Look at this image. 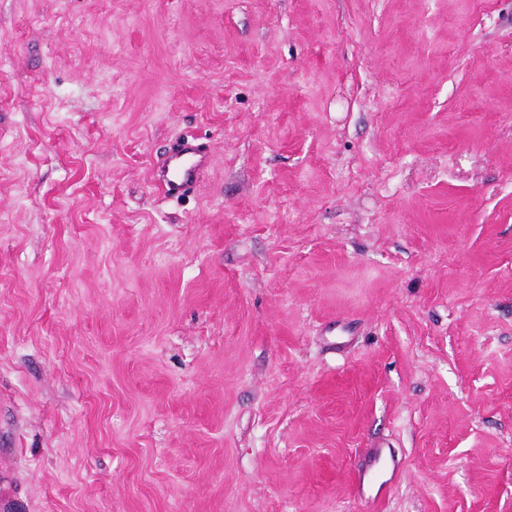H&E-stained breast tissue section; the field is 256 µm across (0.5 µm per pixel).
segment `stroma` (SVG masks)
Returning <instances> with one entry per match:
<instances>
[{
    "instance_id": "stroma-1",
    "label": "stroma",
    "mask_w": 512,
    "mask_h": 512,
    "mask_svg": "<svg viewBox=\"0 0 512 512\" xmlns=\"http://www.w3.org/2000/svg\"><path fill=\"white\" fill-rule=\"evenodd\" d=\"M377 446L512 512V0H0V512H367ZM206 166L199 145L186 142L155 168L153 182L164 196H178L200 179ZM389 469L390 477L386 478ZM398 469V461L395 459L394 452L389 448H373L368 458L351 474L353 491L360 499H368L373 503H380V491L388 486ZM378 485L376 493L373 495L370 486Z\"/></svg>"
}]
</instances>
